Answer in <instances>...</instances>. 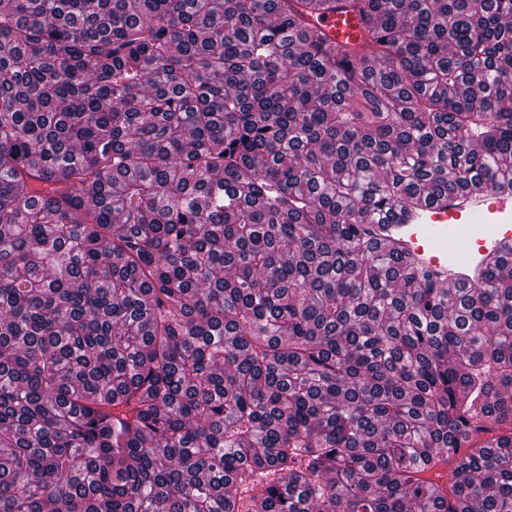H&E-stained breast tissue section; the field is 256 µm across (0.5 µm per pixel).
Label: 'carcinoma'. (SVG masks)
Wrapping results in <instances>:
<instances>
[{"label":"carcinoma","mask_w":512,"mask_h":512,"mask_svg":"<svg viewBox=\"0 0 512 512\" xmlns=\"http://www.w3.org/2000/svg\"><path fill=\"white\" fill-rule=\"evenodd\" d=\"M490 191L512 0H0V512H512V247L361 229ZM318 25L336 42L356 49L362 40L363 28L359 17L343 10L331 11L319 18Z\"/></svg>","instance_id":"1"}]
</instances>
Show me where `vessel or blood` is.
<instances>
[{"instance_id":"b4317fda","label":"vessel or blood","mask_w":512,"mask_h":512,"mask_svg":"<svg viewBox=\"0 0 512 512\" xmlns=\"http://www.w3.org/2000/svg\"><path fill=\"white\" fill-rule=\"evenodd\" d=\"M336 42L358 47L363 36L359 17L331 11L318 20ZM379 237H394L430 271L467 281L485 258L512 245V195L495 192L422 204L396 224H377Z\"/></svg>"}]
</instances>
